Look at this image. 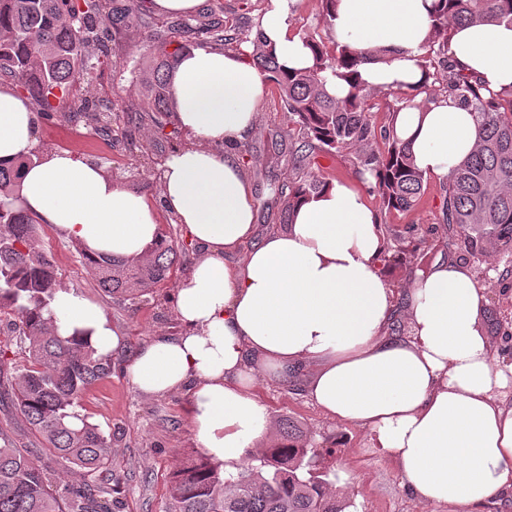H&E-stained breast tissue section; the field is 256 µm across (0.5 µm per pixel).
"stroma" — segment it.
Returning <instances> with one entry per match:
<instances>
[{
	"label": "stroma",
	"mask_w": 512,
	"mask_h": 512,
	"mask_svg": "<svg viewBox=\"0 0 512 512\" xmlns=\"http://www.w3.org/2000/svg\"><path fill=\"white\" fill-rule=\"evenodd\" d=\"M269 2L205 0L204 6L224 24L239 21L253 26L268 10ZM182 21V16L150 10L116 32L109 59L92 74L95 90L111 101L116 115L110 139L99 137L82 122H70L58 114L43 116L39 119L35 154L68 151L76 158L98 162L127 187L159 195L160 164L175 149L185 147L188 140L174 134L164 114L153 110L142 92L138 71L142 62L158 52L157 45L149 39L154 30H168L170 40L185 47L199 46L202 34L183 27ZM287 127L288 114L282 107L278 87L266 83L257 120L249 136L236 148L237 159L254 189L255 222L262 232L279 225L284 200L274 187L292 176L288 169L271 165L264 140L268 129ZM444 196L442 181L433 178L428 179L418 204L407 212L383 211L379 197L370 195L389 250L423 238L431 247L432 259L456 260L458 252L449 246L443 232ZM159 222L177 252V272L138 302L106 296L82 265L74 242L58 237L50 225L39 227L40 244L54 258L60 285L100 304L125 332L132 350L148 342L157 331L175 333L180 329L172 313V294L179 275L189 270L195 248L170 216L160 215ZM469 264L482 277L488 270H495L497 280L484 307V333L497 347L512 349V254L490 247L470 259ZM124 367V356L113 357L111 374L82 395L78 411L112 437L116 512H165L172 471L187 454L199 451L189 421V398L182 392L162 397L146 395L130 382ZM257 394L273 419V427L261 440V447L279 443L282 427L288 424L293 436L329 448L330 453L321 458L319 468L331 486L345 487L356 512H448L444 507L431 510L409 497L399 470L378 456L368 433L324 416L304 397L298 380L259 384Z\"/></svg>",
	"instance_id": "1"
}]
</instances>
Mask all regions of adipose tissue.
I'll use <instances>...</instances> for the list:
<instances>
[{"label":"adipose tissue","instance_id":"obj_1","mask_svg":"<svg viewBox=\"0 0 512 512\" xmlns=\"http://www.w3.org/2000/svg\"><path fill=\"white\" fill-rule=\"evenodd\" d=\"M270 3L260 20L267 47L283 68L311 67L312 49L291 31L297 0ZM437 5L336 0L335 40L384 54L354 80L328 76L329 93L424 85L417 56ZM448 55L482 90L512 87V24L457 27ZM172 86V118L190 143L161 164V200L197 253L174 290L181 331L136 349L125 366L131 383L151 396L187 390L195 440L228 473L273 426L259 381L298 376L325 415L369 433L420 503L482 512L512 496V366L483 333L486 282L443 261L394 287L381 269L378 216L346 182H330L297 204L292 224L258 235L234 148L256 120L264 74L247 52L195 48L179 56ZM35 122L30 100L0 86L1 166L35 149ZM393 127L415 166L439 179L478 143L474 113L445 97L405 103ZM16 203L92 255L135 261L162 237L146 195L66 151L22 169ZM50 309L59 335L100 355L125 349L104 308L72 289L58 288Z\"/></svg>","mask_w":512,"mask_h":512}]
</instances>
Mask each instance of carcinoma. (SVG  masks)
Listing matches in <instances>:
<instances>
[{
    "label": "carcinoma",
    "instance_id": "obj_1",
    "mask_svg": "<svg viewBox=\"0 0 512 512\" xmlns=\"http://www.w3.org/2000/svg\"><path fill=\"white\" fill-rule=\"evenodd\" d=\"M512 22V0H441L418 65L442 85V94L476 113L478 145L447 177L442 221L445 232L460 237V259L476 257L490 244L512 253V89L488 98L450 63L451 30L458 24ZM111 16L101 0H0V77L25 90L38 111H56L53 100L67 99L68 118H82L100 131L110 129V107L99 108L85 76L109 56ZM206 35L205 43L231 41L219 21L187 24ZM300 38L314 51L313 66L285 73L261 40L252 44V62L282 93L288 123L298 139L290 152L300 177L277 185L286 207L282 223H292L296 202L320 192L327 181L312 170L316 152H356V172L370 173L387 211H407L420 195L424 174L413 163L410 146L397 140L392 126L377 129L367 105L374 94L351 86L338 100L326 87V73L351 70L367 57L347 45L328 51L308 33ZM94 46L98 53L90 54ZM182 45L150 58L142 73L146 95L157 112L169 111L171 79ZM381 151L372 149L377 139ZM30 162L0 166V195L15 191L21 170ZM37 217L0 202V312L14 314L12 332L24 344L25 363L17 365L0 349V396L11 400L24 426L43 451L65 463L72 479L48 491L52 470L31 451L18 448L0 432V512H112V437L76 411L83 393L111 374L112 361L73 338H64L44 317L58 288L54 261L37 248ZM98 286L111 298L150 294L165 280L176 252L164 237L142 261L92 257L78 251ZM320 449L284 431L282 442L247 457L236 474H224L203 454L188 456L171 474L166 512H344L328 483L315 474Z\"/></svg>",
    "mask_w": 512,
    "mask_h": 512
}]
</instances>
